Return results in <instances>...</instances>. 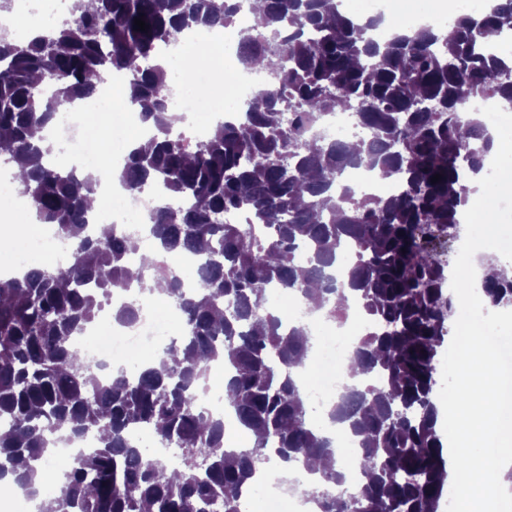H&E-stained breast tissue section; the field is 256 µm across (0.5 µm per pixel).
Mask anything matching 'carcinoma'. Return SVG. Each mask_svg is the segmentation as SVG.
<instances>
[{"label":"carcinoma","mask_w":512,"mask_h":512,"mask_svg":"<svg viewBox=\"0 0 512 512\" xmlns=\"http://www.w3.org/2000/svg\"><path fill=\"white\" fill-rule=\"evenodd\" d=\"M245 0H71L67 21L22 40L0 36V158L17 169L36 217L73 244L65 267H36L0 278V493H39L37 476L62 440L87 432L99 444L57 464V512H246L243 489L271 462L334 460L341 449L310 422L316 406L292 368L305 356L307 327L284 323L269 303L279 291L317 300L336 322L353 308L377 325L351 357L350 385L328 412L359 437L366 481L352 487L330 468L307 488L317 512H438L448 487V450L433 401L439 356L453 307L443 256L469 202V175L480 172L493 139L461 109L486 95L512 108V56L485 46L512 32V0L378 43L336 10V0H263L239 31L240 63L273 79L243 118L195 141L173 131L168 67L158 50L197 26L235 24ZM140 18L149 29H136ZM125 74L127 101L153 127L146 146L127 151L121 184H161L187 197L162 207L150 231L171 255L200 257L189 292L163 272L183 315L179 340L162 367L140 366L104 380L69 339L93 323L112 289H149L133 272V238L86 234L92 183L47 163L54 145L41 135L55 114ZM356 114L368 134L325 142L311 127L337 107ZM350 165L400 181L389 196H358L342 183ZM439 174L441 180L431 182ZM249 212L264 225L231 224ZM352 252L345 280L333 275ZM482 290L494 309L512 306V274ZM133 301L113 311L132 324ZM230 369L224 407L256 435L226 447L224 423L194 407L190 393L209 363ZM140 429L180 455L178 467L130 445Z\"/></svg>","instance_id":"obj_1"}]
</instances>
